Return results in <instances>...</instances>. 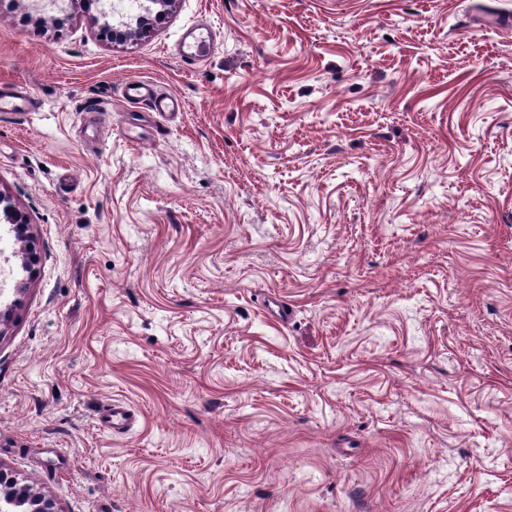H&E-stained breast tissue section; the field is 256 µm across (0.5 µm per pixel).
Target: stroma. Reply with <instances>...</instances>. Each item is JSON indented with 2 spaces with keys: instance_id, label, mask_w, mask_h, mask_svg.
<instances>
[{
  "instance_id": "obj_1",
  "label": "stroma",
  "mask_w": 512,
  "mask_h": 512,
  "mask_svg": "<svg viewBox=\"0 0 512 512\" xmlns=\"http://www.w3.org/2000/svg\"><path fill=\"white\" fill-rule=\"evenodd\" d=\"M101 24L0 0L35 106L0 112V191L39 255L0 224V468L60 512H512V0ZM122 96L135 105H146L155 112L172 113L179 109L176 97L154 91L150 84L131 80L122 87ZM10 224L15 239L21 242H29L25 245L23 252L22 267L29 276L34 275L36 252L33 242L28 241V220L27 217L13 205L5 194L0 191V223ZM31 243V244H30Z\"/></svg>"
}]
</instances>
